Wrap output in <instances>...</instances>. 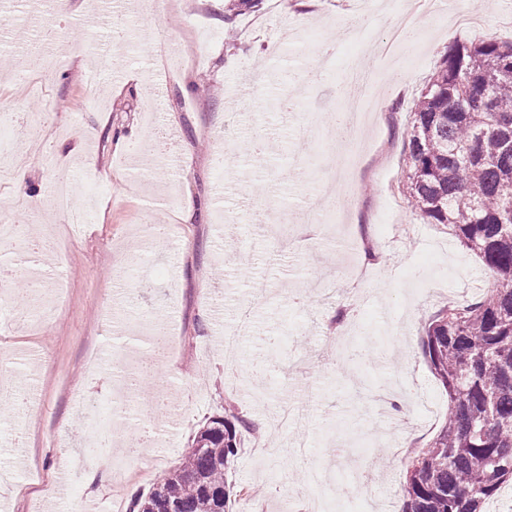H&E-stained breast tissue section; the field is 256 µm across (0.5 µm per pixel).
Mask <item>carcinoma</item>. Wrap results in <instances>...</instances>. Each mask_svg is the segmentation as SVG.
<instances>
[{
    "instance_id": "obj_1",
    "label": "carcinoma",
    "mask_w": 512,
    "mask_h": 512,
    "mask_svg": "<svg viewBox=\"0 0 512 512\" xmlns=\"http://www.w3.org/2000/svg\"><path fill=\"white\" fill-rule=\"evenodd\" d=\"M402 191L482 258L493 284L425 326L422 351L448 392L438 434L409 463L404 512H486L512 483V41L456 43L414 104ZM235 425L206 422L154 486L178 512H233ZM129 512H154L153 493Z\"/></svg>"
}]
</instances>
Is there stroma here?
Instances as JSON below:
<instances>
[{
    "label": "stroma",
    "mask_w": 512,
    "mask_h": 512,
    "mask_svg": "<svg viewBox=\"0 0 512 512\" xmlns=\"http://www.w3.org/2000/svg\"><path fill=\"white\" fill-rule=\"evenodd\" d=\"M142 0L120 11L63 12L58 0H15L12 18L52 23L55 37L34 34L28 56L63 61L40 96L29 78L0 67V127L37 103L42 130L15 136L26 157L27 188L0 182V219L32 228L49 248L19 261L0 240V263L17 273L0 283V378L20 387V406L0 396V512H109L112 500L148 492L177 468L197 430L235 406L239 453L227 479L240 512H308L313 494L300 475L335 467L331 447L349 442L350 468L371 478L362 512H393L408 458L373 463L369 451L402 441L403 422L372 417L374 397L435 406L442 426L448 394L421 350L424 325L449 302L489 277L488 269L447 226L428 223L402 194L413 106L448 46L483 39L512 41L501 18L512 0H449L438 15L419 0H262L257 11L225 21L227 0H173L147 13ZM479 14L466 30L457 15ZM358 22L362 43L336 37L334 22ZM123 25V64L101 73L96 53ZM88 50L82 66L65 54L68 40ZM333 43L337 69L310 67ZM381 69L380 117L362 134L354 162L338 171L331 116L346 109L341 64ZM97 138H88V131ZM96 157L87 165L85 155ZM68 170L75 195L97 202L75 238L43 201L56 172ZM281 212L264 225L260 215ZM364 269L356 280L353 269ZM353 303L349 333L371 361L352 370L324 352L336 314ZM249 308L248 326L238 311ZM172 345L137 396H125L121 440L150 422L139 402L168 400L179 428L164 449H146L151 473L113 475L90 485L86 474L111 445L73 432L83 408L115 398L122 373L152 355V330ZM239 332L237 350L224 348ZM305 406L302 424L284 423V407ZM66 497L41 489L59 472Z\"/></svg>",
    "instance_id": "35a3bbf8"
}]
</instances>
